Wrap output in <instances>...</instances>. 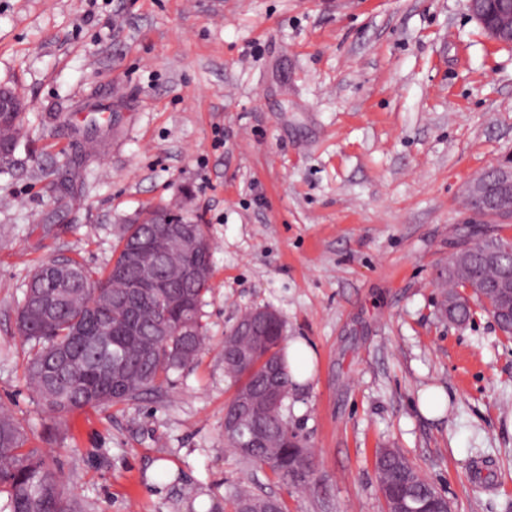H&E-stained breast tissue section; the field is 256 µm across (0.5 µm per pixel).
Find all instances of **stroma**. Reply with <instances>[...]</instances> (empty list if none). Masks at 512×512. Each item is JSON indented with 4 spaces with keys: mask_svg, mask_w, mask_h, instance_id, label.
<instances>
[{
    "mask_svg": "<svg viewBox=\"0 0 512 512\" xmlns=\"http://www.w3.org/2000/svg\"><path fill=\"white\" fill-rule=\"evenodd\" d=\"M0 85L28 102L26 165L0 174V407L79 512H210L233 482L286 512H385L379 448L453 512H512V339L438 310L457 228L512 237L458 205L512 156V45L465 0H0ZM150 209L206 226L202 354L59 419L25 381L24 284L51 259L106 269ZM256 307L316 353L283 410L304 487L224 446V334Z\"/></svg>",
    "mask_w": 512,
    "mask_h": 512,
    "instance_id": "35a3bbf8",
    "label": "stroma"
}]
</instances>
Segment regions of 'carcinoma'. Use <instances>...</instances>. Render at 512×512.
Wrapping results in <instances>:
<instances>
[{
    "label": "carcinoma",
    "instance_id": "obj_1",
    "mask_svg": "<svg viewBox=\"0 0 512 512\" xmlns=\"http://www.w3.org/2000/svg\"><path fill=\"white\" fill-rule=\"evenodd\" d=\"M23 113L10 116L7 143L19 145ZM183 224L192 238L179 247L169 266L183 269L201 265L205 274L198 280L166 275L168 291L182 301L172 307L153 298L134 300L132 284L166 254L143 253L132 262L130 242L136 238L161 241L171 223ZM512 259L494 261L474 242L454 254L448 266L438 272V280L448 284L442 293L440 312L451 322L464 323L471 317L469 298L459 289L471 285L472 297L488 313L512 306V282L507 273ZM212 250L205 226L169 212L151 211L137 224H126L117 255L101 274L73 260H49L31 273L18 303V327L30 344L25 367L26 381L39 403L61 417L86 408L118 403H134L149 391H160L173 372L195 362L203 350L205 334L201 324L202 306L211 291ZM50 308L41 316L33 313L35 300ZM168 335L156 336L159 325ZM283 324L260 325L257 335L243 336L233 328L224 337V371L235 392L226 405L224 417L238 421L247 433L261 428L269 436L268 446L242 452L240 437L224 435V447L248 462L267 466L286 483L307 485L313 475L310 455H302L301 441L288 428L283 405L243 404L241 399L264 388L271 367L279 371L280 386L289 393ZM380 489L392 500L397 475L411 473L413 483L404 504L419 507L435 495V487L408 463L399 451L380 448L376 452ZM7 495L9 512H76L65 495L62 481L48 456L29 447V437L21 424L0 412V494ZM231 512L248 508L251 512H284L280 500L261 496L235 484L228 498Z\"/></svg>",
    "mask_w": 512,
    "mask_h": 512
}]
</instances>
